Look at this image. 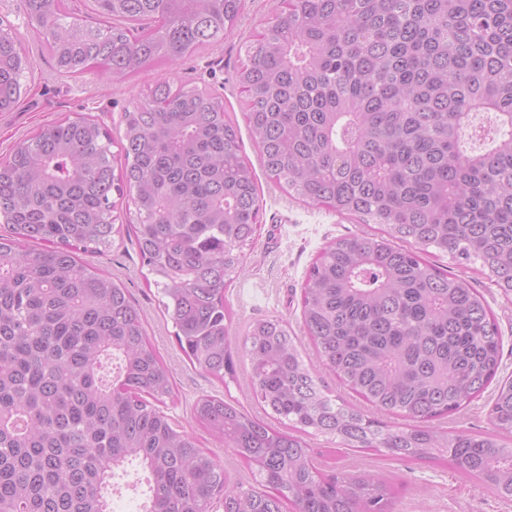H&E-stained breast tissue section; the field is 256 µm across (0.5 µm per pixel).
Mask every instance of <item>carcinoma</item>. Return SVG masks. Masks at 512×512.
<instances>
[{
	"label": "carcinoma",
	"instance_id": "obj_1",
	"mask_svg": "<svg viewBox=\"0 0 512 512\" xmlns=\"http://www.w3.org/2000/svg\"><path fill=\"white\" fill-rule=\"evenodd\" d=\"M238 72L261 162L303 202L380 224L310 265L299 337L280 317L245 333L268 423L202 394L193 418L251 473L233 481L175 421L172 376L128 289L81 256L131 235L190 363L234 378L224 289L244 268L260 201L235 124L212 93L155 85L123 139L81 116L43 126L0 161V512H111L118 472L142 512H397L373 473L328 474L308 440L448 463L512 500V380L502 340L434 248L480 264L512 295V0H283ZM244 0H24L59 72L122 81L230 34ZM29 58L0 29V112ZM134 210L119 224L117 201ZM316 364L304 360L303 338ZM386 416L333 394L324 376ZM495 385L490 433L434 421Z\"/></svg>",
	"mask_w": 512,
	"mask_h": 512
}]
</instances>
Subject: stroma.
Masks as SVG:
<instances>
[{
  "label": "stroma",
  "instance_id": "1",
  "mask_svg": "<svg viewBox=\"0 0 512 512\" xmlns=\"http://www.w3.org/2000/svg\"><path fill=\"white\" fill-rule=\"evenodd\" d=\"M276 0H245L232 33L196 56L164 70H148L120 83L94 76L69 78L60 74L50 56L33 40L24 13L23 0H0V18L7 20L12 34L21 42L31 68L23 81L21 107L0 112V158L34 130L60 117L92 116L107 128L113 141H120L124 129L123 112L143 103L157 81L196 86L213 91L235 123L243 154L256 175L260 198L259 234L245 248V266L229 283L225 296L236 311L232 342L242 345L247 321L279 316L294 331L302 329L301 288L308 267L330 241L374 232L371 224L341 216L324 207L308 205L268 176L260 164L258 144L241 110L244 95L236 81V71L245 60V46L264 32L273 20ZM430 263L467 279L485 297L503 337L502 376L512 377V295L496 288L479 265L460 264L449 255L430 251ZM94 265L120 279L139 308L149 337L163 356L175 383L177 400L171 414L182 425L192 422L196 399L217 393L238 401L254 416H263L262 406L249 389L246 364H239L234 381L221 384L193 367L180 351L172 325L167 324L159 306L156 288L147 286L144 267L130 239L116 240ZM333 472H373L401 482L402 512H512V501L499 499L479 480L465 479L447 467L430 462H401L382 453L340 449L331 463Z\"/></svg>",
  "mask_w": 512,
  "mask_h": 512
}]
</instances>
